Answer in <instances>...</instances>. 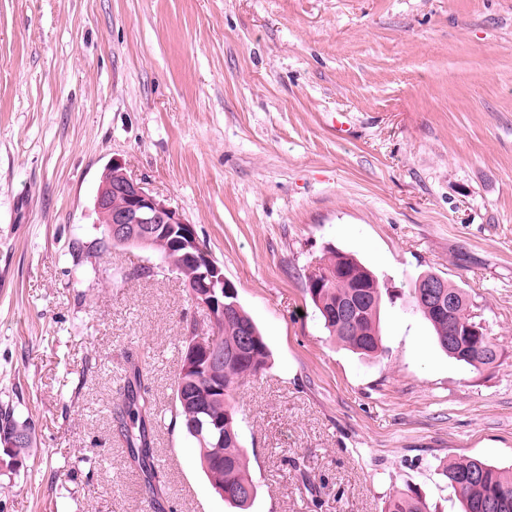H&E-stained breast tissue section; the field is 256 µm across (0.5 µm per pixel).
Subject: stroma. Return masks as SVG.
Wrapping results in <instances>:
<instances>
[{"mask_svg": "<svg viewBox=\"0 0 512 512\" xmlns=\"http://www.w3.org/2000/svg\"><path fill=\"white\" fill-rule=\"evenodd\" d=\"M194 225L270 349L236 396L249 512H384L441 469L512 470V0H0V512H148L111 409L128 357L172 409L187 323L151 251L98 248L111 161ZM355 255L391 288L381 357L307 291ZM462 288L498 344L450 358L410 288ZM163 512H236L181 427L154 432ZM22 428L27 431L26 441L24 444L20 445L19 448H15L13 451V456H19L23 453L27 448L31 447L32 437H31V429L30 426L25 424L24 422L20 423L16 420L14 416V409L9 404L1 405L0 407V430L4 435H7L13 432L16 428Z\"/></svg>", "mask_w": 512, "mask_h": 512, "instance_id": "1", "label": "stroma"}]
</instances>
